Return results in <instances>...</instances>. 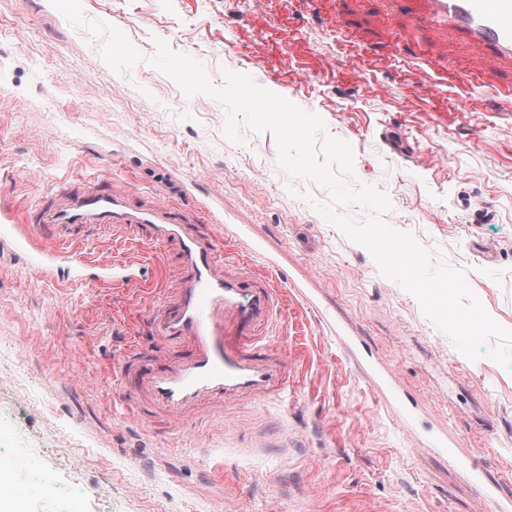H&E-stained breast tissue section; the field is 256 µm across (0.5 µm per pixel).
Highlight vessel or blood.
<instances>
[{
	"mask_svg": "<svg viewBox=\"0 0 512 512\" xmlns=\"http://www.w3.org/2000/svg\"><path fill=\"white\" fill-rule=\"evenodd\" d=\"M392 13L453 31L476 50L512 64V0H386ZM136 235L173 248L180 276L149 317L162 357L135 349L120 359L123 394L137 409L176 420L202 406L264 397L285 383V360L262 343L279 310L266 277L227 270L216 238L181 210L134 203L115 185H64L23 215L0 210V244L48 276L71 281L135 283L142 268L100 261L80 251L93 231Z\"/></svg>",
	"mask_w": 512,
	"mask_h": 512,
	"instance_id": "obj_1",
	"label": "vessel or blood"
}]
</instances>
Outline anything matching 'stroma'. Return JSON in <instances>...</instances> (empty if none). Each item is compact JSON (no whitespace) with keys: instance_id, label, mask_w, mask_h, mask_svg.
I'll return each instance as SVG.
<instances>
[{"instance_id":"35a3bbf8","label":"stroma","mask_w":512,"mask_h":512,"mask_svg":"<svg viewBox=\"0 0 512 512\" xmlns=\"http://www.w3.org/2000/svg\"><path fill=\"white\" fill-rule=\"evenodd\" d=\"M164 40L213 86L249 75L347 142L387 193L390 227L463 272L512 329V66L461 37L405 28L377 0H0V205L109 180L216 229L223 256L270 272L266 332L288 365L277 398L173 424L119 393V358L152 350L147 316L175 254L95 235L88 260H140L148 280H50L0 254V460L19 512H494L464 459L512 496V372L472 360L292 179L274 134L139 75ZM401 51H394V43ZM265 165L271 180L257 183ZM310 201H303V194ZM447 438L453 455L433 449Z\"/></svg>"}]
</instances>
